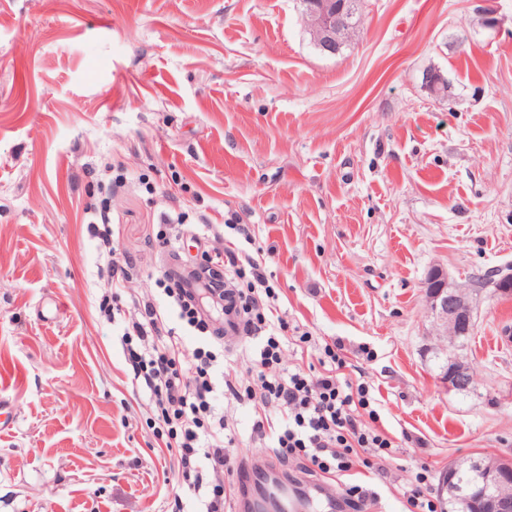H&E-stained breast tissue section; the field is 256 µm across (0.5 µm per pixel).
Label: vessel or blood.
<instances>
[{"label": "vessel or blood", "instance_id": "b4317fda", "mask_svg": "<svg viewBox=\"0 0 512 512\" xmlns=\"http://www.w3.org/2000/svg\"><path fill=\"white\" fill-rule=\"evenodd\" d=\"M216 326L224 335L225 346L240 341L242 321L232 307H225L224 316L217 320ZM325 497V483L309 481L296 486L271 458L249 457L244 460L237 481L233 508L235 512H313Z\"/></svg>", "mask_w": 512, "mask_h": 512}]
</instances>
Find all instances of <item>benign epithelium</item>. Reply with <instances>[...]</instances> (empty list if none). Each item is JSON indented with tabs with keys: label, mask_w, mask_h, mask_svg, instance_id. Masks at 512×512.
<instances>
[{
	"label": "benign epithelium",
	"mask_w": 512,
	"mask_h": 512,
	"mask_svg": "<svg viewBox=\"0 0 512 512\" xmlns=\"http://www.w3.org/2000/svg\"><path fill=\"white\" fill-rule=\"evenodd\" d=\"M300 19L312 44L322 53L336 55L354 44L353 25L345 18L347 0H300ZM428 315L438 336H456L473 324L470 301L464 289L447 281L439 271L432 274L426 291ZM448 387L468 392L475 380L470 369L453 364L448 367ZM512 479V461L496 460L487 465L485 512H512V497L500 493V487Z\"/></svg>",
	"instance_id": "7a95c632"
}]
</instances>
